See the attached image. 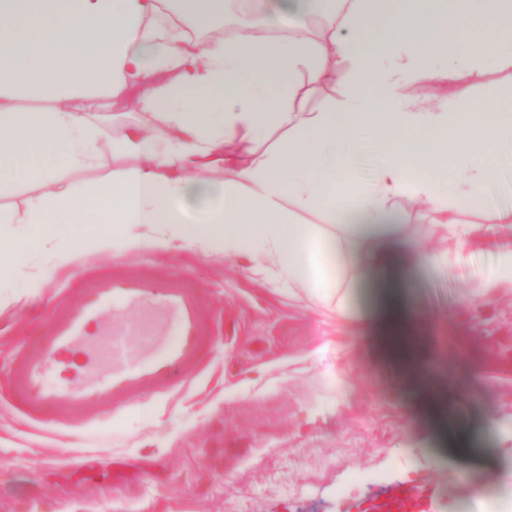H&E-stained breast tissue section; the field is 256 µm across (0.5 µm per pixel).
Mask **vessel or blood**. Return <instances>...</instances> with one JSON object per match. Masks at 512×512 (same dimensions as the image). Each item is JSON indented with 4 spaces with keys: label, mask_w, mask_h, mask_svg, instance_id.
<instances>
[{
    "label": "vessel or blood",
    "mask_w": 512,
    "mask_h": 512,
    "mask_svg": "<svg viewBox=\"0 0 512 512\" xmlns=\"http://www.w3.org/2000/svg\"><path fill=\"white\" fill-rule=\"evenodd\" d=\"M212 345L203 288L180 273L115 270L51 308L12 362V393L30 416L77 435L104 409L120 417L144 396L181 391ZM421 496L404 489L362 512H406Z\"/></svg>",
    "instance_id": "obj_1"
}]
</instances>
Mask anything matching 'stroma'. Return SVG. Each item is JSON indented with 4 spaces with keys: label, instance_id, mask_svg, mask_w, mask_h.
<instances>
[{
    "label": "stroma",
    "instance_id": "1",
    "mask_svg": "<svg viewBox=\"0 0 512 512\" xmlns=\"http://www.w3.org/2000/svg\"><path fill=\"white\" fill-rule=\"evenodd\" d=\"M511 251L501 225L462 263L406 270L430 370L462 389L442 422L379 347L364 288L336 320L258 274L260 254L119 241L16 278L0 290V512H356L406 487L430 490L422 512H512V288L485 284ZM146 265L209 293L218 334L189 389L79 436L25 420L7 365L50 302L90 274Z\"/></svg>",
    "mask_w": 512,
    "mask_h": 512
}]
</instances>
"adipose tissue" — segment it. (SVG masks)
<instances>
[{
	"label": "adipose tissue",
	"instance_id": "adipose-tissue-1",
	"mask_svg": "<svg viewBox=\"0 0 512 512\" xmlns=\"http://www.w3.org/2000/svg\"><path fill=\"white\" fill-rule=\"evenodd\" d=\"M289 6L287 38L193 43L160 0H0V191H33L24 212L0 215V288L33 248L57 269L116 240L224 256L259 246L270 276L337 316L363 284L384 351L438 406L447 392L402 292L406 264L434 255L409 236L401 204L426 208V236L463 240L485 185L512 162V88L474 89L488 69L512 71V0ZM471 19L483 26L462 40ZM427 80L447 96L409 93ZM333 85L341 100L308 111L309 94ZM129 90L145 120L111 145L139 165L72 188L66 173L100 164L102 113ZM24 96L39 107L21 108ZM368 128L386 160L365 182L355 149Z\"/></svg>",
	"mask_w": 512,
	"mask_h": 512
}]
</instances>
